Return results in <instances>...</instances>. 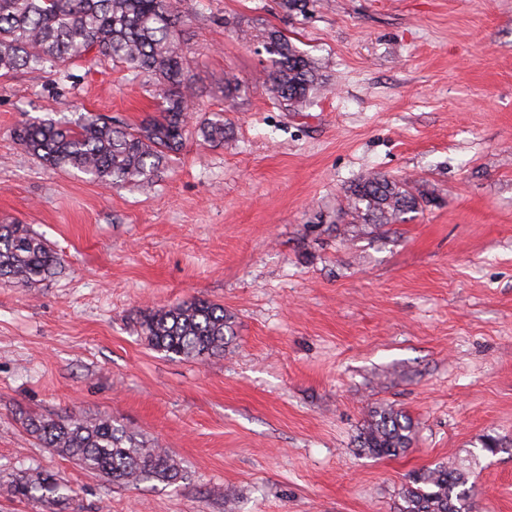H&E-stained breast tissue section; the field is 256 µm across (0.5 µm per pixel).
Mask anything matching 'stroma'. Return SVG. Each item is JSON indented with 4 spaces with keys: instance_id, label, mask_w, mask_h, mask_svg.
<instances>
[{
    "instance_id": "obj_1",
    "label": "stroma",
    "mask_w": 512,
    "mask_h": 512,
    "mask_svg": "<svg viewBox=\"0 0 512 512\" xmlns=\"http://www.w3.org/2000/svg\"><path fill=\"white\" fill-rule=\"evenodd\" d=\"M197 114L151 193L54 171L13 136L33 118L156 115L150 77L105 63L0 78V221L43 235L59 274L0 283V512L9 481L63 477L61 512H397L415 472H467L472 512H512V0H180ZM283 30L327 77L314 104L270 98ZM241 98L226 104L225 72ZM379 171L427 193L405 221L347 224L350 185ZM204 299L235 317L223 357L147 346V309ZM410 448L360 446L373 410ZM106 416L187 473L130 489L43 448L28 416ZM500 443L497 453L480 441ZM237 498L226 506L224 492ZM194 123L197 134L210 143L224 142L230 128L229 122L224 120L223 113L218 112L211 113L208 117L197 118ZM360 437L361 446L376 456H397L411 444L413 424L402 412L384 408L373 411Z\"/></svg>"
}]
</instances>
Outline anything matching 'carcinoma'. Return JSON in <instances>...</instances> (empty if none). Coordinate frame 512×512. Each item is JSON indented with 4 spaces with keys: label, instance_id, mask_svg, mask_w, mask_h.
<instances>
[{
    "label": "carcinoma",
    "instance_id": "cac0c4a2",
    "mask_svg": "<svg viewBox=\"0 0 512 512\" xmlns=\"http://www.w3.org/2000/svg\"><path fill=\"white\" fill-rule=\"evenodd\" d=\"M312 0H279L287 15L307 12ZM178 0H0V77L20 70H51L69 78L78 61L107 60L134 77L145 74L160 87L159 116L129 127L108 116L84 115L74 122L53 119L22 124L20 145L52 169L77 171L109 187L132 184L148 190L161 167L180 152L190 124L210 143L224 141V114L192 119L191 86L186 75ZM271 56L267 74L272 100L299 111L323 84L308 55L274 27L243 35ZM224 99L243 90L234 74L224 75ZM428 203L406 181L370 174L348 189L345 212L352 224H394ZM62 257L27 225L0 224V281L33 287L60 273ZM151 349L181 358L204 360L224 354L235 334L234 317L224 306L204 300L151 308L141 323ZM23 425L42 447L56 451L81 469L112 483L136 486L154 478L176 484L186 471L168 452L137 438L112 419L73 414L28 417ZM413 424L400 411L376 410L361 432V446L379 457L397 456L411 444ZM464 472L437 464L415 476L403 492L400 512H469ZM14 496L35 512H54L71 496V487L54 474L21 472L11 480Z\"/></svg>",
    "mask_w": 512,
    "mask_h": 512
}]
</instances>
